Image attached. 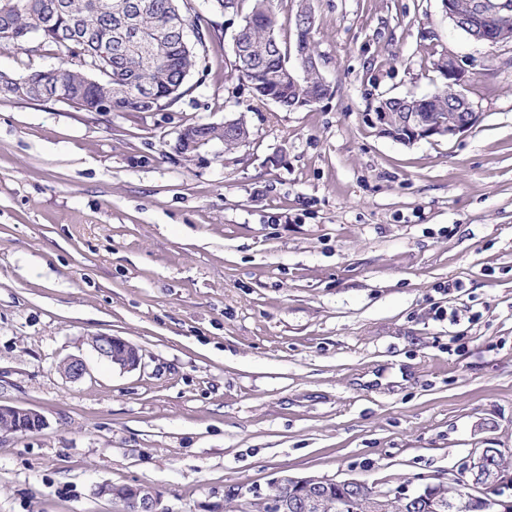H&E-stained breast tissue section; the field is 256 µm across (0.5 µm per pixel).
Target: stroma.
I'll return each mask as SVG.
<instances>
[{
  "label": "stroma",
  "instance_id": "1",
  "mask_svg": "<svg viewBox=\"0 0 512 512\" xmlns=\"http://www.w3.org/2000/svg\"><path fill=\"white\" fill-rule=\"evenodd\" d=\"M311 4L334 93L310 109L231 78L251 0H184L206 45L163 110L0 97V404L47 421L0 433V512H118L101 483L224 512L225 486L284 472L397 485L512 450V43L468 40L440 0ZM449 52L479 122L379 134L378 99L441 89ZM241 112L235 154H175ZM187 128L196 130L203 137V139H206V142L200 145L198 148L183 150L175 149V152L178 154V156H180L188 164L194 162L197 159L199 160L201 148L211 141L223 142L224 152L233 153L246 145V143L250 141L253 135V131L248 125L247 120L245 119V115L241 114L236 117L235 129H233L232 120L227 119L225 121L224 129L228 131L233 129V132L230 133L224 131V129L213 126L212 123L197 124ZM198 133L184 130L180 132L178 137H180L181 143L183 145L191 148L196 146V142L199 138ZM92 350L97 356L118 367L121 370L135 369L140 363V355L138 350L126 340L111 335H103L97 341H90ZM121 346L125 349V353L118 357L113 354V349Z\"/></svg>",
  "mask_w": 512,
  "mask_h": 512
}]
</instances>
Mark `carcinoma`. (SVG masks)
Returning <instances> with one entry per match:
<instances>
[{"instance_id": "obj_1", "label": "carcinoma", "mask_w": 512, "mask_h": 512, "mask_svg": "<svg viewBox=\"0 0 512 512\" xmlns=\"http://www.w3.org/2000/svg\"><path fill=\"white\" fill-rule=\"evenodd\" d=\"M140 0H0V47L35 52L54 46L66 57L58 69L65 86L79 105L112 102L114 112H137L130 99L113 93L114 79L128 85L151 81L162 107L173 104L183 94L187 78L198 61L196 45L181 43L173 34L162 40L156 34L178 0H150L152 8L139 10ZM133 14L136 46L126 55L108 54L105 43L112 41L115 16ZM238 33L243 36L247 56L235 61L231 72L251 85L254 99L275 100L286 111L305 108V102L323 94L324 80L319 67L307 66L301 80L288 81V55L278 34V20L271 0H254ZM452 89L444 87L432 101L419 106L421 112L448 111ZM206 142L224 143V152L233 153L250 141L253 131L245 116L236 117L235 129L226 132L210 123L192 126ZM39 426L13 415L0 414V432H33ZM289 493L283 485L269 486L255 498L251 512H267L265 498Z\"/></svg>"}]
</instances>
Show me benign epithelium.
<instances>
[{
  "mask_svg": "<svg viewBox=\"0 0 512 512\" xmlns=\"http://www.w3.org/2000/svg\"><path fill=\"white\" fill-rule=\"evenodd\" d=\"M441 3L448 22L472 41L482 44L491 42L489 22L512 13V3L509 0H474L470 13L466 16L460 14L455 0H441ZM440 63L443 64L440 71L447 79L448 86L457 89L455 98L448 102V117L433 118L417 111L398 114L376 110L371 121L382 134L390 135L396 141L411 144L433 138L451 139L478 122L480 113L464 92L468 75L458 57L450 53L441 59ZM120 92L125 95L133 94L144 110L150 109L155 101L153 85L149 81H142L132 89L124 87ZM90 346L100 359L121 370L134 369L140 363L138 350L120 337L103 335L98 340L90 342ZM117 346L125 349V353L120 357L113 354V349ZM61 371L67 378L78 380L86 374L87 366L83 359L73 357L62 364ZM482 463V456L479 455L471 458L464 465V469L471 474V483L467 484L465 490L450 496L445 495L448 482L443 480L433 482L425 478L413 489L407 484L396 487L386 482L370 485L355 478L336 480L315 475H280L271 479V482L301 490L303 509L306 512H318L321 509V491L328 486H335L342 490L363 488L370 495L371 501L378 504L390 505L395 501L410 504L426 501L434 504L437 512H445L447 509L453 512L460 501L466 499L476 503L480 512H512V502L470 493V489L478 486L490 488L512 480V474L507 471H500L492 478L486 477L481 468ZM125 489V497L130 500L131 512H159L161 498L154 488L141 484H127Z\"/></svg>",
  "mask_w": 512,
  "mask_h": 512,
  "instance_id": "benign-epithelium-1",
  "label": "benign epithelium"
}]
</instances>
